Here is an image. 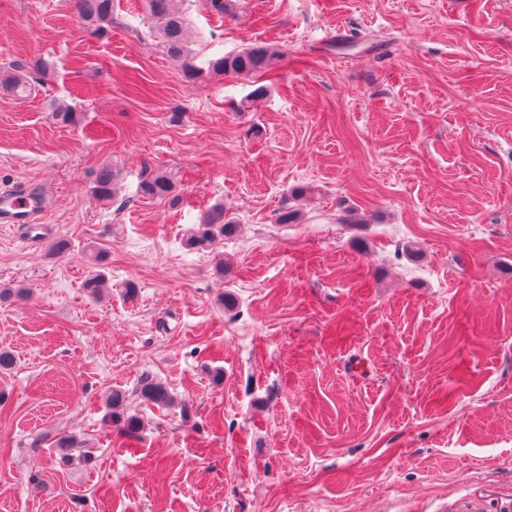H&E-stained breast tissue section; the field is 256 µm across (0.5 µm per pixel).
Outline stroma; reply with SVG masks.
I'll return each mask as SVG.
<instances>
[{"mask_svg": "<svg viewBox=\"0 0 512 512\" xmlns=\"http://www.w3.org/2000/svg\"><path fill=\"white\" fill-rule=\"evenodd\" d=\"M183 11L203 59L283 56L256 84H190L137 38L141 0H114L103 39L72 0H0V67L54 63L25 96L0 91V186L39 191L49 227L30 247L0 224V288L25 291L0 304V512H441L476 493L506 512L512 0ZM158 170L178 172L177 205L141 196ZM218 203L238 233L187 247ZM147 377L174 406L143 401ZM114 390L137 432L110 420ZM118 173L112 170V166H102L94 175L91 192L99 201H110L116 193Z\"/></svg>", "mask_w": 512, "mask_h": 512, "instance_id": "1", "label": "stroma"}]
</instances>
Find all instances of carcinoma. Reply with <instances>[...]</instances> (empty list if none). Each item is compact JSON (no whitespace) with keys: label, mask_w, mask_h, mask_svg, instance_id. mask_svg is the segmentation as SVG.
Wrapping results in <instances>:
<instances>
[{"label":"carcinoma","mask_w":512,"mask_h":512,"mask_svg":"<svg viewBox=\"0 0 512 512\" xmlns=\"http://www.w3.org/2000/svg\"><path fill=\"white\" fill-rule=\"evenodd\" d=\"M181 0H142L144 15L151 21L152 31L149 38L163 54L176 62L183 78L195 81L202 71L207 70L216 75L234 74L243 78L253 77L268 70L282 52L264 45L244 48L236 53L210 59L206 67L197 64L198 54L191 50L184 39L185 17L179 7ZM75 7L81 21L91 34L103 38L112 30V0H75ZM53 68V63L45 59L33 62H21L11 67L12 73L0 79V89L11 94L24 93L29 85L31 75H45ZM54 120L63 125L76 122V110L67 104H57L52 110ZM118 173L110 166L99 168L94 175L91 192L99 201H110L115 195ZM179 180L172 171H160L140 182L139 192L142 196L174 204L180 200L177 193ZM238 229L236 219L224 211V205H215L203 218L201 224L187 239V246L192 249L208 247L219 232L226 237L233 236ZM104 273L94 271L85 282L87 293L96 298L106 288ZM140 394L150 405L166 407L174 402L168 387L156 380L146 379L140 387ZM125 397L120 392L111 393L106 400L110 416L115 422L123 424L129 431L139 428V422L125 415Z\"/></svg>","instance_id":"obj_1"}]
</instances>
